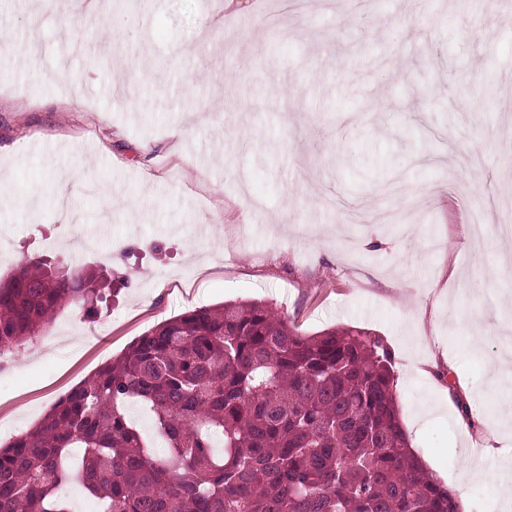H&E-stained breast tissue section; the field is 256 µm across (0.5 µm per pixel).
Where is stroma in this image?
<instances>
[{
	"label": "stroma",
	"instance_id": "obj_1",
	"mask_svg": "<svg viewBox=\"0 0 512 512\" xmlns=\"http://www.w3.org/2000/svg\"><path fill=\"white\" fill-rule=\"evenodd\" d=\"M215 2L108 0L67 30L0 0V41L35 47L0 50V279L28 255L129 278L16 354L0 446L150 327L256 300L381 336L429 471L512 512L484 452L512 441L489 362L512 347V0H250L210 31Z\"/></svg>",
	"mask_w": 512,
	"mask_h": 512
}]
</instances>
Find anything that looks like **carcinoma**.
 I'll use <instances>...</instances> for the list:
<instances>
[{
	"label": "carcinoma",
	"instance_id": "1",
	"mask_svg": "<svg viewBox=\"0 0 512 512\" xmlns=\"http://www.w3.org/2000/svg\"><path fill=\"white\" fill-rule=\"evenodd\" d=\"M118 283L26 258L0 281V356L68 305L97 315ZM391 358L365 329L302 335L258 301L173 316L0 448V512H70L72 481L99 512H461L403 430Z\"/></svg>",
	"mask_w": 512,
	"mask_h": 512
}]
</instances>
